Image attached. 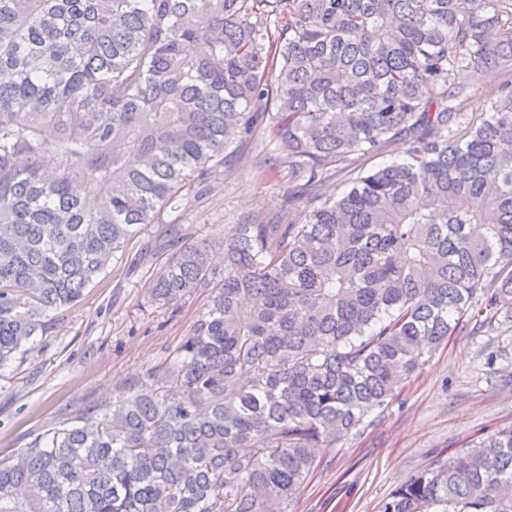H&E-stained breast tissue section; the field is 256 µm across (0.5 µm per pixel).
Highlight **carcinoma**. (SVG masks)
Returning a JSON list of instances; mask_svg holds the SVG:
<instances>
[{"mask_svg":"<svg viewBox=\"0 0 512 512\" xmlns=\"http://www.w3.org/2000/svg\"><path fill=\"white\" fill-rule=\"evenodd\" d=\"M483 87L490 110L464 111ZM261 127L268 176L403 159L297 222L166 220ZM151 251L150 305L206 302L103 418L0 457V512H293L312 448L425 349L512 322V0H0V367ZM381 512H512V426Z\"/></svg>","mask_w":512,"mask_h":512,"instance_id":"carcinoma-1","label":"carcinoma"}]
</instances>
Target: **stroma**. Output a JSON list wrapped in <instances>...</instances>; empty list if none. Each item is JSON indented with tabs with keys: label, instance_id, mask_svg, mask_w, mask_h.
<instances>
[{
	"label": "stroma",
	"instance_id": "obj_1",
	"mask_svg": "<svg viewBox=\"0 0 512 512\" xmlns=\"http://www.w3.org/2000/svg\"><path fill=\"white\" fill-rule=\"evenodd\" d=\"M268 136L258 131L247 160L211 182L205 198L180 206L187 232L221 237L225 225L262 214L299 219L307 203L343 190L356 174L401 160L397 146L362 157L327 183L305 187L299 205L284 197L296 180L288 172L259 180ZM158 258L109 269L78 306L55 312L56 324L37 337L22 360L0 369V455L17 453L37 436L112 402L160 364L184 337L203 304L195 295L167 309L150 306L147 279ZM512 426V323L467 326L436 349L388 406L356 431L315 451L317 467L294 512H379L397 485L415 472Z\"/></svg>",
	"mask_w": 512,
	"mask_h": 512
}]
</instances>
